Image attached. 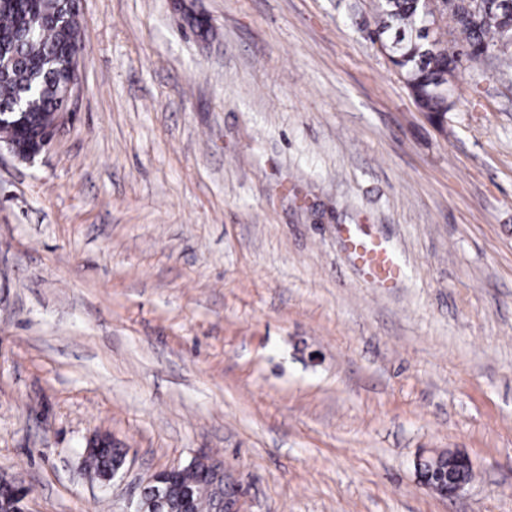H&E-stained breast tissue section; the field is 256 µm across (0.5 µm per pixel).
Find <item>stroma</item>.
Instances as JSON below:
<instances>
[{"label": "stroma", "mask_w": 512, "mask_h": 512, "mask_svg": "<svg viewBox=\"0 0 512 512\" xmlns=\"http://www.w3.org/2000/svg\"><path fill=\"white\" fill-rule=\"evenodd\" d=\"M376 6L79 0L70 120L0 153V476L28 512H132L199 453L245 512H512V71L459 67L436 127ZM95 435L128 451L107 485ZM424 448L471 458L459 495ZM345 232L351 251L366 279L380 284L383 288H390L402 272L401 263L395 253L382 242L361 238L349 228ZM415 471L423 486L431 492L448 497L456 495L468 483L473 471V463L469 456L455 450L423 449L414 460ZM447 472V484L435 480Z\"/></svg>", "instance_id": "obj_1"}]
</instances>
